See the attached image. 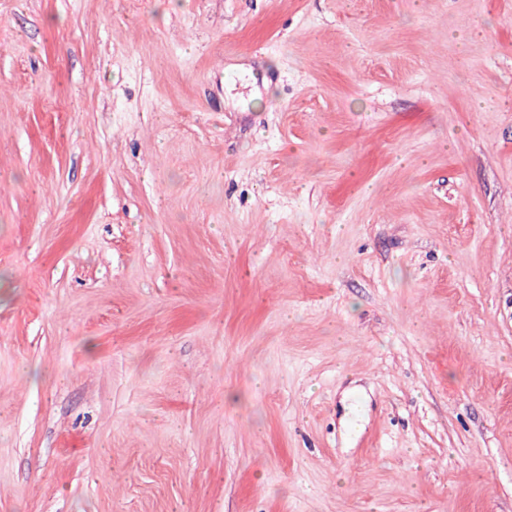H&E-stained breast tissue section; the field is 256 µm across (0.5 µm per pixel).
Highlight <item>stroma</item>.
I'll return each instance as SVG.
<instances>
[{"instance_id":"35a3bbf8","label":"stroma","mask_w":512,"mask_h":512,"mask_svg":"<svg viewBox=\"0 0 512 512\" xmlns=\"http://www.w3.org/2000/svg\"><path fill=\"white\" fill-rule=\"evenodd\" d=\"M0 512H512V0H0Z\"/></svg>"}]
</instances>
